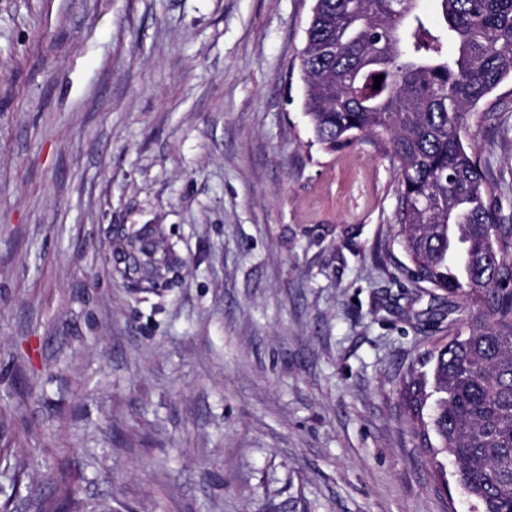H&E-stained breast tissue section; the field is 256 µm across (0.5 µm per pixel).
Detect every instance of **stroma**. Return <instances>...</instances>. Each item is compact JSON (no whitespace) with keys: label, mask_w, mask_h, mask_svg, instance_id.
Masks as SVG:
<instances>
[{"label":"stroma","mask_w":512,"mask_h":512,"mask_svg":"<svg viewBox=\"0 0 512 512\" xmlns=\"http://www.w3.org/2000/svg\"><path fill=\"white\" fill-rule=\"evenodd\" d=\"M313 6L0 0V512H472L401 396L442 331L393 165L303 109ZM466 140L512 224L511 80ZM161 234L162 230L159 226L144 224L132 232L126 243L127 251L137 254L142 269L156 276H162L161 271L165 267V260L158 257L157 253L153 252L149 246L151 240Z\"/></svg>","instance_id":"stroma-1"}]
</instances>
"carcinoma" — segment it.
<instances>
[{
	"mask_svg": "<svg viewBox=\"0 0 512 512\" xmlns=\"http://www.w3.org/2000/svg\"><path fill=\"white\" fill-rule=\"evenodd\" d=\"M438 2L433 23L418 0H315L300 59L304 108L329 150L387 147L404 271L441 292L448 319L447 342L428 353L431 374H410L408 410L452 457L478 512H512V225L501 187L461 136L470 111L512 80V0ZM161 234L144 224L127 240L156 276L165 260L150 244ZM432 397L427 420L420 409Z\"/></svg>",
	"mask_w": 512,
	"mask_h": 512,
	"instance_id": "carcinoma-1",
	"label": "carcinoma"
}]
</instances>
